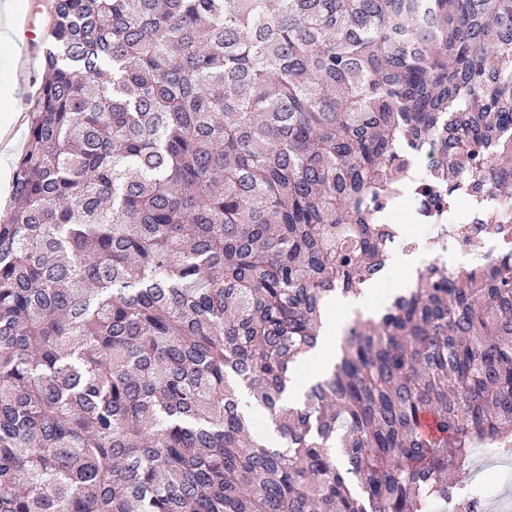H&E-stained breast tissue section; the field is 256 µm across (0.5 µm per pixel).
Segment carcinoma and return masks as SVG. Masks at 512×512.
Returning <instances> with one entry per match:
<instances>
[{
	"mask_svg": "<svg viewBox=\"0 0 512 512\" xmlns=\"http://www.w3.org/2000/svg\"><path fill=\"white\" fill-rule=\"evenodd\" d=\"M47 38L0 220V512H486L454 476L512 445V247L424 264L282 400L383 274L407 151L450 205L512 201V0H52ZM380 303L373 299L372 291H365L357 298L336 296L327 304V313L324 320V330L321 341L315 351L310 353L309 359L318 361L326 368H332L339 355L343 329L357 314L364 318L372 316L379 308ZM336 309L341 313L336 315Z\"/></svg>",
	"mask_w": 512,
	"mask_h": 512,
	"instance_id": "1",
	"label": "carcinoma"
}]
</instances>
